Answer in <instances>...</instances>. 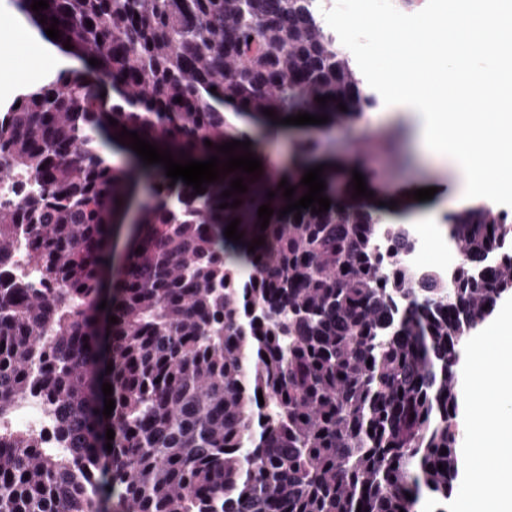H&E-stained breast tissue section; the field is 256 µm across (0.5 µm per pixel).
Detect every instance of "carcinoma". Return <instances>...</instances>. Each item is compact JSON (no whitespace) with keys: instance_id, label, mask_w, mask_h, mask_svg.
<instances>
[{"instance_id":"cac0c4a2","label":"carcinoma","mask_w":512,"mask_h":512,"mask_svg":"<svg viewBox=\"0 0 512 512\" xmlns=\"http://www.w3.org/2000/svg\"><path fill=\"white\" fill-rule=\"evenodd\" d=\"M309 2L48 0L52 44L97 59L119 101L108 109L63 74L0 115V173L39 184L0 204V418L38 389L75 451L0 435V512H416L424 495L445 512L466 335L512 291L507 211L445 217L463 254L445 294L400 268L406 228L353 199L350 177L324 169L328 211L279 216L282 178L293 200L307 192L305 143L286 176L236 170L203 194L161 178L138 223L122 224L139 171L112 164L117 148L136 155L114 139L124 128L202 161L238 139L228 110L354 125L376 105ZM31 4L15 0L44 36L51 23ZM236 177L247 192L221 197ZM235 218L239 243L224 234ZM383 231L386 257L374 249ZM22 232L39 291L7 272Z\"/></svg>"}]
</instances>
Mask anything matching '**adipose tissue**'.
<instances>
[{"instance_id":"adipose-tissue-1","label":"adipose tissue","mask_w":512,"mask_h":512,"mask_svg":"<svg viewBox=\"0 0 512 512\" xmlns=\"http://www.w3.org/2000/svg\"><path fill=\"white\" fill-rule=\"evenodd\" d=\"M385 43L411 48L418 41L436 43L437 56L418 57L390 69L387 80L404 103L431 115L416 137L419 153L448 162L461 188L447 204L396 215L401 224L435 233L444 214L480 203L497 204L494 183L500 167L512 161V12L496 0H451L447 13L419 16L412 29L388 18L375 19ZM446 63L448 89L423 96L425 80ZM491 97V116L462 111V104ZM474 413L470 458L493 463L503 475L472 476L468 499L476 512H512V362L483 356L473 372Z\"/></svg>"}]
</instances>
